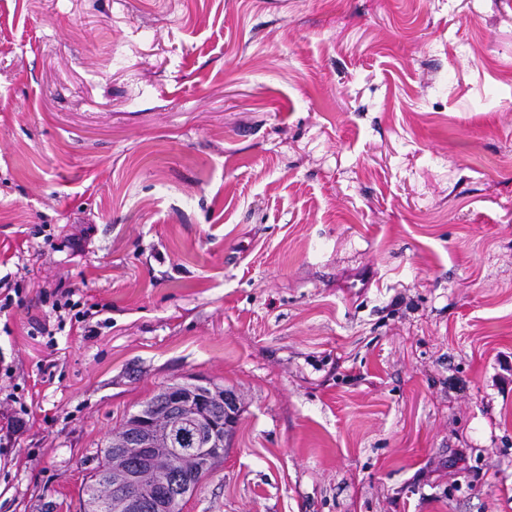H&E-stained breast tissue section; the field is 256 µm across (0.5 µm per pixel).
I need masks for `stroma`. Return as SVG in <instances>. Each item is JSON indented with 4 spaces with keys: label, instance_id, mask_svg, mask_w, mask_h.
Instances as JSON below:
<instances>
[{
    "label": "stroma",
    "instance_id": "35a3bbf8",
    "mask_svg": "<svg viewBox=\"0 0 512 512\" xmlns=\"http://www.w3.org/2000/svg\"><path fill=\"white\" fill-rule=\"evenodd\" d=\"M5 275L0 512L194 380L183 512H512V0H0ZM75 294V290L68 288L48 295L53 298L51 310L55 316L56 328L50 329V325L46 323L39 324L34 328L37 336H54L57 330H62L66 326L67 321L70 329L79 330L82 336H95L101 328L111 327L110 317L96 319L102 315V310L97 309L96 304H88V301H82V298L74 300Z\"/></svg>",
    "mask_w": 512,
    "mask_h": 512
}]
</instances>
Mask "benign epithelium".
<instances>
[{
	"label": "benign epithelium",
	"instance_id": "obj_1",
	"mask_svg": "<svg viewBox=\"0 0 512 512\" xmlns=\"http://www.w3.org/2000/svg\"><path fill=\"white\" fill-rule=\"evenodd\" d=\"M182 393L173 396L169 414L177 420L159 439L155 420L142 412L134 421L142 428L140 442L134 448L123 442L112 443V512H182L185 498L191 492L188 475L167 472L155 486L159 488L146 500L138 488L142 480L157 472V463L165 456L190 457L196 469H203L224 454L223 423L214 420L206 403L216 395L209 384L180 383Z\"/></svg>",
	"mask_w": 512,
	"mask_h": 512
}]
</instances>
